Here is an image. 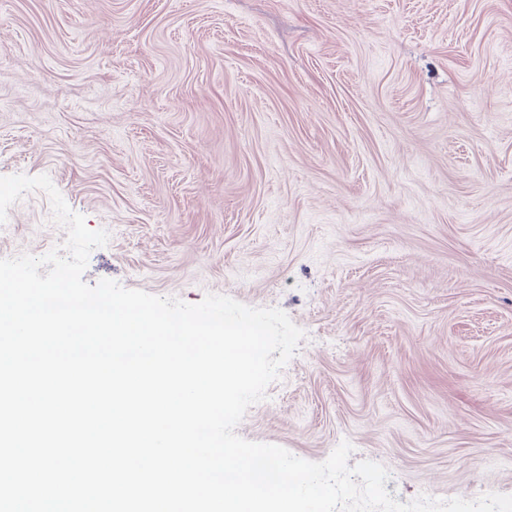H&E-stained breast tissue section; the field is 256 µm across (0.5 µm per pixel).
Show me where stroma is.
Returning a JSON list of instances; mask_svg holds the SVG:
<instances>
[{
    "instance_id": "obj_1",
    "label": "stroma",
    "mask_w": 512,
    "mask_h": 512,
    "mask_svg": "<svg viewBox=\"0 0 512 512\" xmlns=\"http://www.w3.org/2000/svg\"><path fill=\"white\" fill-rule=\"evenodd\" d=\"M14 174L108 232L86 283L304 331L242 438L512 495V0H0ZM65 238L32 191L0 258Z\"/></svg>"
}]
</instances>
